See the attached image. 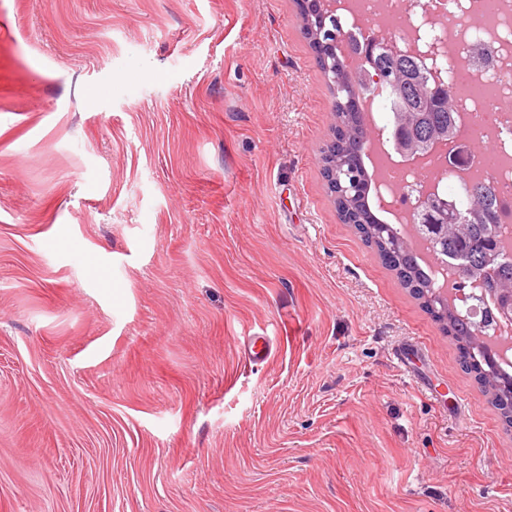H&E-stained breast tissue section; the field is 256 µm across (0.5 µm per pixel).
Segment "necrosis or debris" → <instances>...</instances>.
<instances>
[{"mask_svg":"<svg viewBox=\"0 0 512 512\" xmlns=\"http://www.w3.org/2000/svg\"><path fill=\"white\" fill-rule=\"evenodd\" d=\"M469 9L457 16L447 0H428L430 8L440 22L435 34L448 37L449 22L461 21L464 30L460 42L455 43L454 56H463L467 66L466 77H459L454 57L442 58L440 67L446 71L448 85L455 94V113L464 133L462 138L474 142L491 136L497 127L512 132V0H497L495 10H486L483 0H467ZM409 15L407 0H349L343 21L357 27L360 18H368L370 38L377 44L387 45L407 40L409 26L402 20ZM390 179L381 181L379 189L390 214H411L418 198L428 183L438 184L440 190L464 201L463 189L456 173L450 172L445 159H436L428 173L390 159ZM484 180L495 183L497 194V222L508 243L512 244V142L496 145L492 165L481 168Z\"/></svg>","mask_w":512,"mask_h":512,"instance_id":"obj_1","label":"necrosis or debris"}]
</instances>
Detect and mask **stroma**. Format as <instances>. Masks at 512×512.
Returning <instances> with one entry per match:
<instances>
[{"label":"stroma","mask_w":512,"mask_h":512,"mask_svg":"<svg viewBox=\"0 0 512 512\" xmlns=\"http://www.w3.org/2000/svg\"><path fill=\"white\" fill-rule=\"evenodd\" d=\"M332 122L295 0H0V512H512Z\"/></svg>","instance_id":"stroma-1"}]
</instances>
